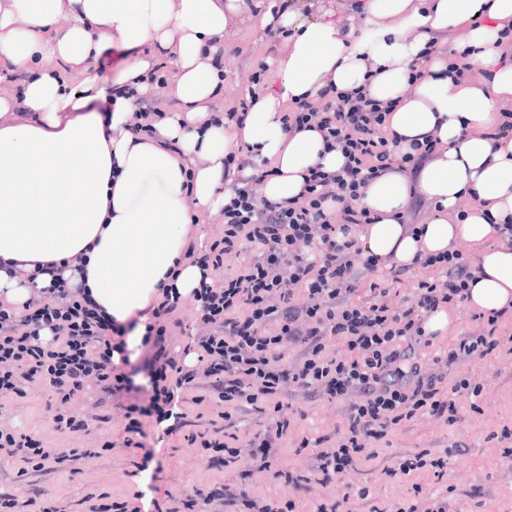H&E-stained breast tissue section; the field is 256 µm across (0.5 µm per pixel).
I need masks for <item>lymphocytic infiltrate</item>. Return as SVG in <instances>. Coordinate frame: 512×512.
I'll return each instance as SVG.
<instances>
[{"instance_id":"lymphocytic-infiltrate-1","label":"lymphocytic infiltrate","mask_w":512,"mask_h":512,"mask_svg":"<svg viewBox=\"0 0 512 512\" xmlns=\"http://www.w3.org/2000/svg\"><path fill=\"white\" fill-rule=\"evenodd\" d=\"M391 109L367 85L350 92L328 85L317 102L299 101L285 113L286 132L317 129L325 150H340L345 162L334 172L319 165L310 168L301 194L281 202L265 200L249 186L236 189L224 206L223 238L204 250H189V258L202 270L224 274L218 281H201L193 293L197 319L207 332L192 337L186 349L204 361L203 373L184 369L166 346L165 319L178 302L172 290L164 289L162 300L146 310L142 344L149 349L151 395L148 404L128 406L125 447L143 436L146 416L167 423L172 433L186 429L187 415L178 411L174 389L202 376L225 410L219 425L188 431L186 439L214 451L216 466L233 471L234 482L194 486L162 501L151 499L146 506L90 493L86 499L91 512H206L217 498L228 512H294L293 501L262 502L246 484L250 467L269 466L288 433V419L277 412L283 391L290 387L347 404L339 439L329 446L315 440L308 472L284 476L290 488L327 485L372 460L375 443L391 426L420 413L454 421L455 393L478 394L469 378L452 380L448 371L499 347L496 333L505 313L489 316L481 333L461 337L448 354L434 358L431 368L422 369L418 361L419 350L431 344L426 318L467 297L472 271L461 252L420 257L418 264L428 275L399 306L389 301L388 288L366 280L377 272L378 259L354 261L363 254L353 233L374 221L358 204L368 183L388 171L418 172L438 149L437 141L426 138L398 150L396 141L385 135ZM247 242L258 244L255 255L225 271V257L240 253ZM298 288L306 294L301 303L294 300ZM272 322L278 323L277 332H268ZM122 332L82 289L59 277L39 289L23 310L0 302V397L23 396L26 384L39 382L66 401L91 377L109 395L129 392L127 375L114 363L115 355L125 351L118 339ZM330 336L345 342L347 356L330 354ZM290 345L302 349L291 363L285 360ZM243 406L272 413L271 426L246 438L233 434L232 412ZM1 450L23 476L32 470L77 473L88 454L84 448H45L34 436L7 428L0 429Z\"/></svg>"}]
</instances>
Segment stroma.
Segmentation results:
<instances>
[{
  "label": "stroma",
  "mask_w": 512,
  "mask_h": 512,
  "mask_svg": "<svg viewBox=\"0 0 512 512\" xmlns=\"http://www.w3.org/2000/svg\"><path fill=\"white\" fill-rule=\"evenodd\" d=\"M252 2L253 10L244 13L224 34V50L218 61L223 80L215 99V109L221 113L239 106L250 94L275 89V71L270 63L287 49L288 40L261 25L265 12L273 8L289 11L304 22L320 19L326 13L335 18L352 13L351 0ZM153 57L165 83L154 87L142 105L153 112L176 116L179 105L167 85L175 68V53L157 48ZM259 70L263 71L264 80L256 85L251 76ZM458 370L480 384L482 392L476 397H457L454 422L424 414L391 427L379 442L375 458L335 480L326 487V494L346 501L350 512H367L371 501L388 512H399L412 500L413 486L418 483L424 494L448 498L456 512H512V467L503 463L505 444L498 439L502 427L512 423V355L497 351L461 364ZM58 412L84 419L86 429L71 432L59 428L54 419ZM282 412L291 422L288 434L271 469L253 467L248 484L259 499L278 503L290 497L295 499L299 512H310L314 493L288 489L272 473L305 471L310 453L299 450L301 439L336 436L344 426V418L338 404L325 396L295 397L285 401ZM126 424L124 405L112 401L91 381L82 393L65 403L55 401L48 388L39 383L28 385L25 396L0 399V425L32 434L47 448L91 451L74 475L58 470L21 478L12 464L0 459V495L23 492L32 497H58L69 512H83L82 500L93 490L130 499L152 480L174 493L223 480L224 474L216 469L210 452L185 441L182 433L165 434L163 427L156 424L147 428L152 454L139 448L126 449V462L122 465L93 455V448L104 442H123ZM422 451L435 458L447 457L441 475H433L428 469L410 476L396 474L401 457ZM363 487L369 491L366 502L357 497Z\"/></svg>",
  "instance_id": "35a3bbf8"
}]
</instances>
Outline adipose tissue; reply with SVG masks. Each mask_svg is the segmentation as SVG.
Here are the masks:
<instances>
[{"instance_id":"1","label":"adipose tissue","mask_w":512,"mask_h":512,"mask_svg":"<svg viewBox=\"0 0 512 512\" xmlns=\"http://www.w3.org/2000/svg\"><path fill=\"white\" fill-rule=\"evenodd\" d=\"M247 9L246 0H0V70L29 74L20 97L0 96V298L22 305L58 269L123 323L162 287L192 293L202 276L187 256L192 212L229 198L225 157L240 149L252 168L270 170L265 198L297 196L309 168L333 172L344 158L317 131L285 132V111L326 85L365 83L396 104L389 135L440 141L416 185L398 172L370 181L360 201L375 218L359 234L366 254L408 267L424 253L480 245L467 305L485 316L512 310V246L499 239L512 224V136L495 133L499 105L512 102V62L500 59L512 0H364L357 30L284 13L296 34L274 61V92L258 96L243 126L224 127L211 60ZM461 26V46L421 62L409 82L425 45ZM114 46L127 54L118 83L139 94L150 88L151 49L177 52L180 113L156 122L152 139L131 128L132 98H115L108 117L95 111L91 65ZM454 63L487 76L457 75ZM414 188L436 216L411 234L399 216ZM466 195L474 204L462 215Z\"/></svg>"}]
</instances>
